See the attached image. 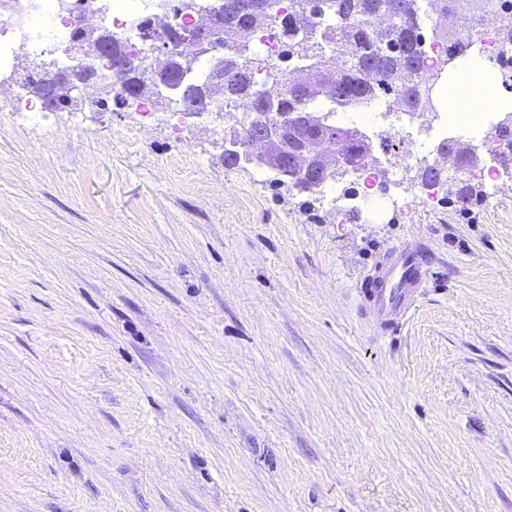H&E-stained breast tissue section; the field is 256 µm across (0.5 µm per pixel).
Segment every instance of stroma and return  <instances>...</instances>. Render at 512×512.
<instances>
[{
    "instance_id": "stroma-1",
    "label": "stroma",
    "mask_w": 512,
    "mask_h": 512,
    "mask_svg": "<svg viewBox=\"0 0 512 512\" xmlns=\"http://www.w3.org/2000/svg\"><path fill=\"white\" fill-rule=\"evenodd\" d=\"M41 74L0 71V512H512V172L367 224L226 168L216 116L26 123ZM432 263L426 247L406 242L391 249L376 266L363 293L381 330L400 329L430 276Z\"/></svg>"
}]
</instances>
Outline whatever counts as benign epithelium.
I'll list each match as a JSON object with an SVG mask.
<instances>
[{
  "label": "benign epithelium",
  "instance_id": "benign-epithelium-1",
  "mask_svg": "<svg viewBox=\"0 0 512 512\" xmlns=\"http://www.w3.org/2000/svg\"><path fill=\"white\" fill-rule=\"evenodd\" d=\"M143 48L133 60L141 77L155 89L160 98L168 101L177 112H190L197 117L220 114L222 108L213 100L188 97L182 91L184 80L194 71L193 55H205L210 61L211 83L217 87L232 80V73L224 69V56L230 49L224 46V5L209 12L208 22L192 33L193 52L181 49V39H174L153 27L140 26ZM97 55L107 59V66L99 68L92 56L84 57L78 70L81 79L70 85V98L83 96L86 84L99 85L106 97L123 105L138 102L139 88L128 83L123 72L129 58L112 55V46L98 45ZM255 104L252 122L242 131L224 134V155L234 157L247 166L266 171L272 181L298 185L309 194H318L325 176L343 177L358 168L379 169L382 162L374 154L372 141L365 134L366 150L361 158L352 157L342 146L323 149L321 138L308 140L298 150H288L284 135L305 127L320 130L325 127L327 116L322 112H274L275 97L267 84H255L251 90Z\"/></svg>",
  "mask_w": 512,
  "mask_h": 512
}]
</instances>
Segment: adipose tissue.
<instances>
[{"label": "adipose tissue", "instance_id": "adipose-tissue-1", "mask_svg": "<svg viewBox=\"0 0 512 512\" xmlns=\"http://www.w3.org/2000/svg\"><path fill=\"white\" fill-rule=\"evenodd\" d=\"M453 120L469 122L473 112H512V92L483 64L459 68L441 87Z\"/></svg>", "mask_w": 512, "mask_h": 512}]
</instances>
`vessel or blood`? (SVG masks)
I'll use <instances>...</instances> for the list:
<instances>
[{
  "label": "vessel or blood",
  "mask_w": 512,
  "mask_h": 512,
  "mask_svg": "<svg viewBox=\"0 0 512 512\" xmlns=\"http://www.w3.org/2000/svg\"><path fill=\"white\" fill-rule=\"evenodd\" d=\"M432 263L426 247L406 242L391 249L376 266L364 297L380 329H400L430 276Z\"/></svg>",
  "instance_id": "vessel-or-blood-1"
}]
</instances>
